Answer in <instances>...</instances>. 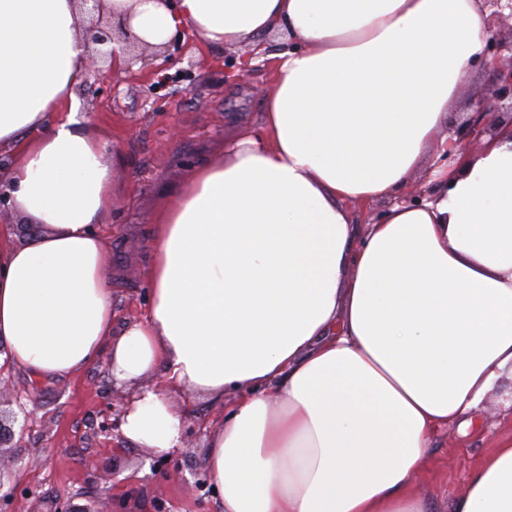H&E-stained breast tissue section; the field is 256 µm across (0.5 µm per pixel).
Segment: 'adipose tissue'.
Returning a JSON list of instances; mask_svg holds the SVG:
<instances>
[{
    "mask_svg": "<svg viewBox=\"0 0 512 512\" xmlns=\"http://www.w3.org/2000/svg\"><path fill=\"white\" fill-rule=\"evenodd\" d=\"M165 45L278 35L258 127L189 175L154 217L145 318L113 326L108 140L78 113L77 0H0V171L31 224H0V366L67 376L111 354L135 391L123 437L167 452L168 392L231 396L206 469L224 512H430L412 478L434 432L479 411L512 369V127L439 168L493 27L480 0H103ZM387 201L362 240L352 203ZM451 512H512V436Z\"/></svg>",
    "mask_w": 512,
    "mask_h": 512,
    "instance_id": "adipose-tissue-1",
    "label": "adipose tissue"
}]
</instances>
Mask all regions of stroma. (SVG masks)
I'll use <instances>...</instances> for the list:
<instances>
[{
	"label": "stroma",
	"mask_w": 512,
	"mask_h": 512,
	"mask_svg": "<svg viewBox=\"0 0 512 512\" xmlns=\"http://www.w3.org/2000/svg\"><path fill=\"white\" fill-rule=\"evenodd\" d=\"M240 51L213 49L194 35L173 39L163 71L146 60L102 77L88 68L75 95L90 130L110 142L115 199L102 225L112 249L116 327L141 318L156 209L173 200L189 174L216 159L224 140L256 122L275 77L273 61L239 77ZM128 384L110 372L108 355L69 377L39 381L0 369V410L15 437L0 450V512H223L213 486L195 489L206 473L207 436L224 406L183 390L172 394L184 434L176 452L130 446L114 426L116 400ZM475 427L440 430L415 478L434 512H449L469 473L502 437L512 434V375L503 374Z\"/></svg>",
	"instance_id": "stroma-1"
}]
</instances>
